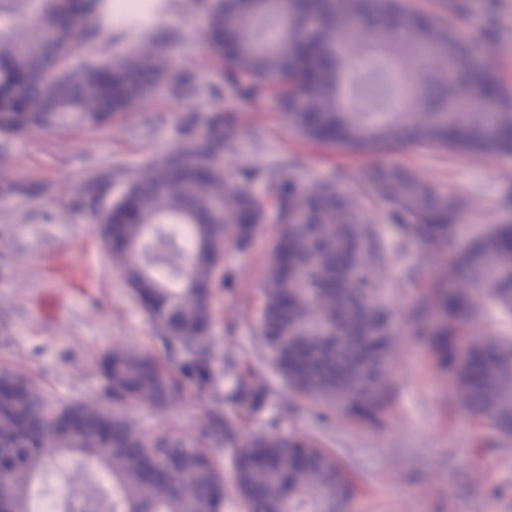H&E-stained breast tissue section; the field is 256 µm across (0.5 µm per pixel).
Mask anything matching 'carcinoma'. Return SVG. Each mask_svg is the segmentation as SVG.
<instances>
[{
  "label": "carcinoma",
  "mask_w": 512,
  "mask_h": 512,
  "mask_svg": "<svg viewBox=\"0 0 512 512\" xmlns=\"http://www.w3.org/2000/svg\"><path fill=\"white\" fill-rule=\"evenodd\" d=\"M211 0L203 38L258 97L279 87L288 128L323 147L380 154L430 147L512 156V104L500 81L493 105L469 95L494 41L497 0L481 9L487 29L461 33L470 0L428 18L404 0H312L304 28L295 3ZM0 0V139L70 127L99 129L166 90L193 96L167 45L144 35L138 49L99 62H72L81 45L100 49L159 16L162 0ZM359 49L358 60L346 49ZM234 150L220 116L205 131L126 175L127 189L98 210L113 265L159 338L185 356L181 372L148 351L116 345L103 360L104 398L58 405L32 376L0 368V493L11 512H31L33 491L64 452L95 458L110 483L87 474L63 512H349L358 485L310 433L246 432L278 398L248 357L216 349L211 287L224 246L249 249L266 202L224 171ZM292 161L270 190L278 218L261 284L260 350L292 392L320 404L323 422L380 426L391 407L401 337L421 342L448 377L449 397L512 446V221L460 242V196L386 163L361 193L336 180L300 190ZM383 209L399 239L391 248L364 204ZM402 270L428 285L398 321L385 284L407 244ZM224 405L196 433H158L131 414L167 408L186 394ZM231 461L234 493L212 449Z\"/></svg>",
  "instance_id": "cac0c4a2"
}]
</instances>
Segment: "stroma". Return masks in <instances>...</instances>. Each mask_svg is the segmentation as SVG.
Returning <instances> with one entry per match:
<instances>
[{"mask_svg":"<svg viewBox=\"0 0 512 512\" xmlns=\"http://www.w3.org/2000/svg\"><path fill=\"white\" fill-rule=\"evenodd\" d=\"M203 0H169L151 31H170L178 70L191 73L202 93L176 99L167 92L146 99L133 112L101 130L74 127L0 141V173L23 184L24 193L0 195V364L37 377L50 398L64 405L99 397L102 362L113 346L161 352L156 329L124 277L112 265L95 214L124 191L115 172L130 173L147 159L187 140L213 113L235 134L236 149L224 153L237 176L255 173L254 188L269 192L279 163L298 160V184L339 174V187L355 193L378 156L328 152L302 141L281 118L276 93L258 102L228 98L229 67L210 57L199 38ZM499 40L483 61L491 75L512 86V0H499ZM387 161L413 170L436 188L460 195L465 223H501L503 193L512 189V157L407 148ZM100 178L97 199L83 210L72 197ZM276 224L265 221L250 249L227 245L211 298L217 349L255 350L260 288ZM208 399L187 395L166 409L137 408L154 430L195 432L207 419ZM318 408L286 393L262 420L247 429L321 432L361 489L353 512H512V450L497 436L463 417L448 397V380L427 349L403 339L390 413L378 429L335 421L320 425ZM90 461L66 454L49 467L40 498L60 494ZM479 476L480 487L469 486Z\"/></svg>","mask_w":512,"mask_h":512,"instance_id":"stroma-1","label":"stroma"}]
</instances>
